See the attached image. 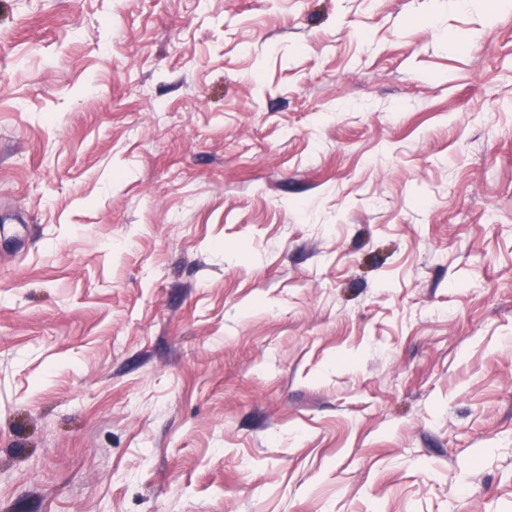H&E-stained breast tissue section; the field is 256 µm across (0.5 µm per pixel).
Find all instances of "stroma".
<instances>
[{
  "label": "stroma",
  "instance_id": "35a3bbf8",
  "mask_svg": "<svg viewBox=\"0 0 512 512\" xmlns=\"http://www.w3.org/2000/svg\"><path fill=\"white\" fill-rule=\"evenodd\" d=\"M0 512H512V11L0 0Z\"/></svg>",
  "mask_w": 512,
  "mask_h": 512
}]
</instances>
